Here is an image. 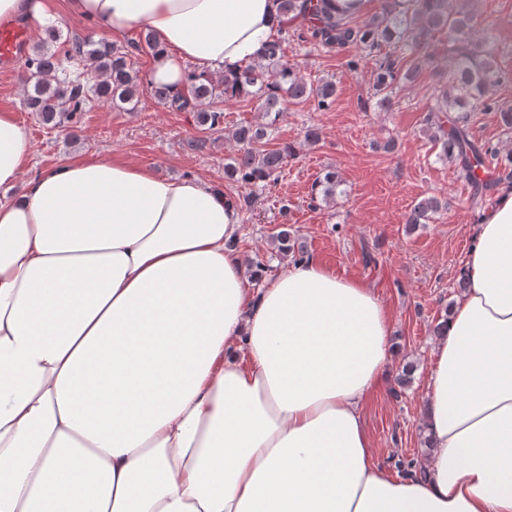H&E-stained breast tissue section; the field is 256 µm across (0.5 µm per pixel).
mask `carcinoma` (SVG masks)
<instances>
[{"label": "carcinoma", "mask_w": 512, "mask_h": 512, "mask_svg": "<svg viewBox=\"0 0 512 512\" xmlns=\"http://www.w3.org/2000/svg\"><path fill=\"white\" fill-rule=\"evenodd\" d=\"M287 22L300 19L304 23L292 27V32L272 39L259 59L231 77L215 81L206 75L190 73L183 92L174 97L162 87L154 94L169 108L185 111L221 92L226 97L251 95L265 115L279 116L286 104L314 97L322 109L335 101L336 84L323 82L315 87L303 82L297 65L288 62L284 44L288 35L323 48H346L360 45L375 54L373 96L383 106L392 102L394 85L400 79L414 76L406 68L407 52L427 57L434 47L433 35L448 34V53L454 67L450 75L441 77L434 87L426 124L434 129L432 140L440 146L439 158L455 164L459 177L469 186L471 202L481 205L494 188L482 176L493 168L503 171L504 179H512V152L502 155L490 143H477L470 134V121L479 111L499 114L504 130L512 131V106L492 97L491 88L500 81L495 55L488 37L475 39L469 35L471 20L462 11L452 8L453 0H407L402 6L387 7L383 13L357 21L354 13H345L333 7L332 0H278ZM46 38L36 47V54L26 59L25 67L31 90L28 108L45 123L55 126L72 121L85 111L90 98L102 99L115 107L139 102L140 84L136 73L127 63L126 54L105 42L95 43L86 38H75L65 52L67 58H88L94 66V80L82 73L71 74L63 67L49 44L57 41L58 30L50 26ZM454 116L447 117L448 113ZM272 123L241 127L234 137L240 144L239 153L224 166V173L248 187L258 186L278 174L286 165L292 149L285 146L275 150L260 148L269 138ZM339 181L336 172L328 171L312 185L311 199L336 197ZM448 205L436 196L417 202L406 217L408 224H428Z\"/></svg>", "instance_id": "carcinoma-1"}]
</instances>
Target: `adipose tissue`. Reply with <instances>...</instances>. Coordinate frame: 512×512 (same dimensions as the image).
Listing matches in <instances>:
<instances>
[{"label":"adipose tissue","mask_w":512,"mask_h":512,"mask_svg":"<svg viewBox=\"0 0 512 512\" xmlns=\"http://www.w3.org/2000/svg\"><path fill=\"white\" fill-rule=\"evenodd\" d=\"M148 28L152 86L224 75L277 0H64ZM0 113V512H512V192L484 213L431 353L425 475L378 464L363 408L394 354L372 288L288 262L258 289L242 213L121 156L36 174Z\"/></svg>","instance_id":"adipose-tissue-1"}]
</instances>
